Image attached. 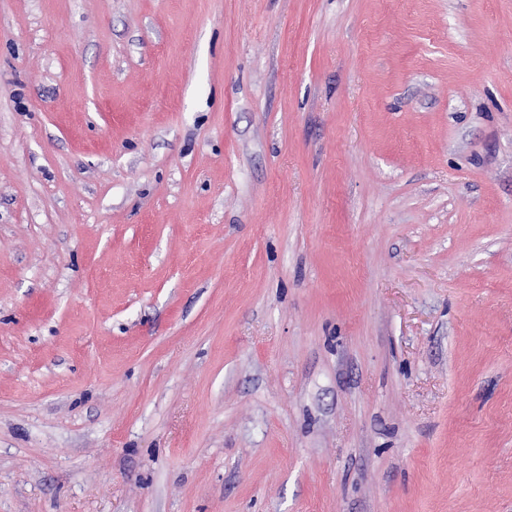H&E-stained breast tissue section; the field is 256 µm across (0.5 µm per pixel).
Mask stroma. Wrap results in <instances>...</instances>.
<instances>
[{
  "instance_id": "obj_1",
  "label": "stroma",
  "mask_w": 512,
  "mask_h": 512,
  "mask_svg": "<svg viewBox=\"0 0 512 512\" xmlns=\"http://www.w3.org/2000/svg\"><path fill=\"white\" fill-rule=\"evenodd\" d=\"M0 512H512V0H0Z\"/></svg>"
}]
</instances>
